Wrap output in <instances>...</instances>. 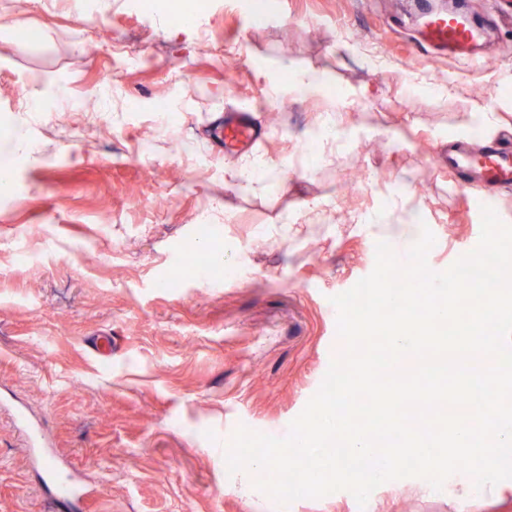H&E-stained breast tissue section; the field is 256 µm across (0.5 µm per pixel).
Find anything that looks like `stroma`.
I'll list each match as a JSON object with an SVG mask.
<instances>
[{
    "label": "stroma",
    "mask_w": 512,
    "mask_h": 512,
    "mask_svg": "<svg viewBox=\"0 0 512 512\" xmlns=\"http://www.w3.org/2000/svg\"><path fill=\"white\" fill-rule=\"evenodd\" d=\"M465 4L478 65L411 53L398 22L414 0H275L259 26L228 0L191 25L130 0H0V128L44 145L9 154L0 193V512L53 497L20 410L92 490L85 512H512V484L461 499L420 477L363 507L345 489L281 507L225 462L237 426L288 434L336 354L332 297L377 243H409L365 216L416 211L436 272L476 248L484 195L456 191L439 151L512 128V0ZM104 27L141 66L86 55ZM295 70L326 91L285 93L270 124L260 104ZM237 109L263 137L218 152ZM202 223L233 275L186 268Z\"/></svg>",
    "instance_id": "35a3bbf8"
}]
</instances>
